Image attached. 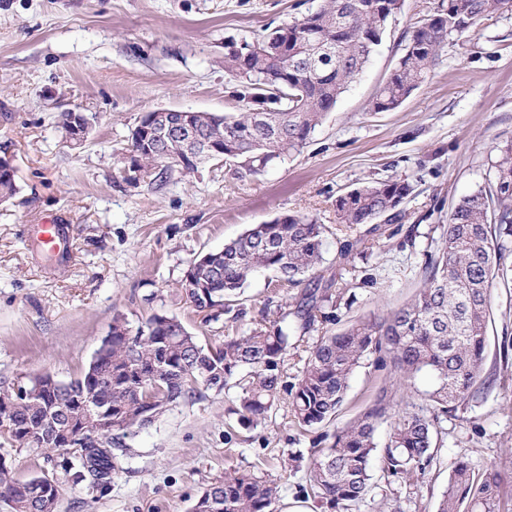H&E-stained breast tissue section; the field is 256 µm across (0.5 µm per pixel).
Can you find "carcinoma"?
I'll return each mask as SVG.
<instances>
[{"instance_id":"1","label":"carcinoma","mask_w":512,"mask_h":512,"mask_svg":"<svg viewBox=\"0 0 512 512\" xmlns=\"http://www.w3.org/2000/svg\"><path fill=\"white\" fill-rule=\"evenodd\" d=\"M401 9L403 0H322L311 14L293 18L260 37H243L224 52V72L233 81V96L243 103L234 114L193 116L202 135L223 143L237 133L238 154L224 163L257 174L276 159L300 150L337 103L352 80L362 73L386 33L383 5ZM512 11V0H441L411 31L404 53L373 103L374 111L398 108L427 78L442 45L452 36L467 35L485 16ZM288 43V58L259 55L269 44ZM329 44L312 76L294 64ZM262 112L283 127L270 138L253 125ZM488 179L452 208L448 223L435 230L436 248L424 253L422 286L407 303L352 324L340 334L323 335L311 351L297 383L283 379L288 349L315 329L317 322L337 319L344 293L333 282H308L322 261L326 225L296 215L253 224L224 248L190 261L182 288L196 310L198 289L211 305L236 301L246 281L271 271L277 281L300 291L292 309L240 336H226L216 353L199 343L175 317L151 315L137 330L116 315L112 343L101 346L98 376L82 373L70 388L51 393L44 379L0 389L16 429L0 431L4 442L46 454L59 450L67 436L51 418L61 409L78 408L86 395L100 397L112 426L92 419L71 433L73 445L85 451L75 461H61L64 476L103 492L121 470L114 453V434L155 420L172 402L195 395V385L241 389L237 414L245 426L266 420L280 394L289 396L295 423L320 430L321 448L308 459L288 455L290 472L307 461L303 491L334 512H360L373 489L371 467L377 460L387 486L420 488L419 480L443 447L442 423L457 411L481 381L491 311V289L512 286V142L498 147ZM405 179L389 177L367 182L336 198L339 226L364 234L341 242L338 259L348 262L386 238V225L404 218L400 206L412 193ZM367 363L389 374V384L367 401L356 419L331 428L355 369ZM385 428L384 444L377 434ZM512 476L491 466L473 471L459 461L437 512H500L501 490ZM60 482L43 474L21 480L0 457V498L12 512H55ZM280 499L277 480L261 469L235 470L210 485L195 503L199 512H274Z\"/></svg>"}]
</instances>
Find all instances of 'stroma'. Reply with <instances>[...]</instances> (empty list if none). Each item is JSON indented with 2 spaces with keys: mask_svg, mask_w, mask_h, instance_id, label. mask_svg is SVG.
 Masks as SVG:
<instances>
[{
  "mask_svg": "<svg viewBox=\"0 0 512 512\" xmlns=\"http://www.w3.org/2000/svg\"><path fill=\"white\" fill-rule=\"evenodd\" d=\"M320 0H0V157L15 168L18 193L0 204V386L49 374L60 382L89 365L115 315L138 327L152 314L179 319L202 344L220 345L274 317L289 288L273 272L253 276L230 312L208 321L181 280L192 259L222 249L250 225L283 214L324 224L319 275L351 281L340 265L343 232L335 200L362 183L401 177L413 186L398 232L367 268L377 283L355 291L350 308L289 350L284 374L296 382L322 331L399 305L421 285L422 251L434 225L482 185L497 146L512 140V13L482 19L440 50L428 79L397 109L373 101L406 38L437 0H404L378 51L306 145L259 175L214 160L197 171L144 174L129 136L158 108L235 113L224 74L232 41L307 14ZM76 109L93 132L66 143L61 112ZM66 228L67 244L44 250L39 225ZM414 245H405L406 236ZM481 376L473 398L450 413L447 435L419 491L376 480L360 512H436L456 462L512 476V288H493ZM386 374L359 367L334 424L343 427L383 386ZM237 388H200L159 419L119 441L122 469L105 492L61 483L56 512H190L225 472L260 466L280 482V512L304 502L305 470L283 473L289 452L308 450L314 432L295 425L286 401L266 422L242 427Z\"/></svg>",
  "mask_w": 512,
  "mask_h": 512,
  "instance_id": "obj_1",
  "label": "stroma"
}]
</instances>
